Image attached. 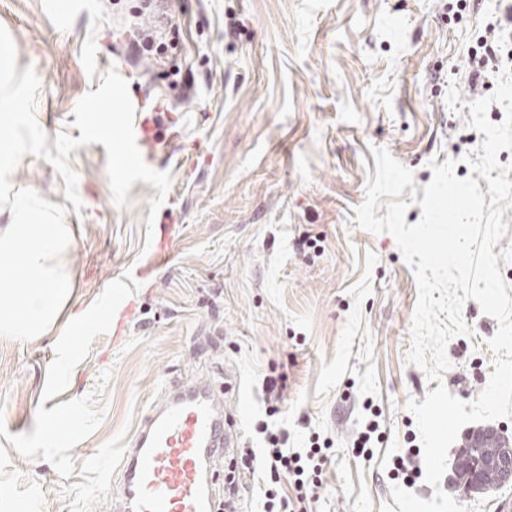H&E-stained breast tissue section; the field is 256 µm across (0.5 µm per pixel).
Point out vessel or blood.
<instances>
[{
    "instance_id": "obj_1",
    "label": "vessel or blood",
    "mask_w": 512,
    "mask_h": 512,
    "mask_svg": "<svg viewBox=\"0 0 512 512\" xmlns=\"http://www.w3.org/2000/svg\"><path fill=\"white\" fill-rule=\"evenodd\" d=\"M237 440L213 389L175 395L142 420L123 457L125 512H214L204 472Z\"/></svg>"
}]
</instances>
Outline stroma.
<instances>
[{"instance_id":"35a3bbf8","label":"stroma","mask_w":512,"mask_h":512,"mask_svg":"<svg viewBox=\"0 0 512 512\" xmlns=\"http://www.w3.org/2000/svg\"><path fill=\"white\" fill-rule=\"evenodd\" d=\"M72 0L58 17L49 0H0V26L17 72L35 67L36 118L48 140L74 128L78 101L117 67L129 83L134 122L152 168L170 172L158 191L138 181L117 204L103 144L69 155L81 212H68L61 262L72 288L58 322L30 339L0 337V512H119L121 460L142 416L185 380L223 391L237 450L209 479L217 505L260 512L243 449L265 448L259 425L331 448L313 512H399L390 490L397 461L423 466L409 401L438 386L473 402L498 362V321L467 301L469 332L447 344L450 368L432 380L408 362L419 300L414 270L394 238L356 222L375 172L372 146L413 173L466 161L484 134L469 125L468 54L512 0ZM154 50L133 55L126 24ZM236 35H228L229 27ZM66 205L65 182L25 155L11 176ZM121 304L107 306L115 284ZM72 316L92 319L65 336ZM288 376L269 414L265 380ZM247 411H239L240 401ZM381 436L372 454L353 442L366 409ZM67 437L53 436L66 411ZM454 467L439 487L424 475L406 490H442L469 512H499L512 484L462 496Z\"/></svg>"}]
</instances>
